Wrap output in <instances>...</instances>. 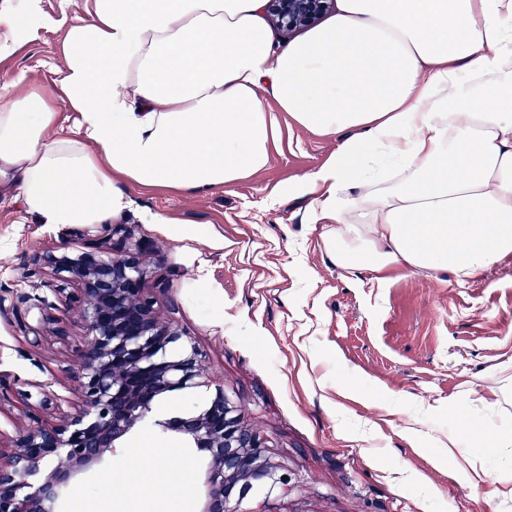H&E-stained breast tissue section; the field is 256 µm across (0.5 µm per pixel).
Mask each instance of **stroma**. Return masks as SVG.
I'll return each instance as SVG.
<instances>
[{
    "mask_svg": "<svg viewBox=\"0 0 512 512\" xmlns=\"http://www.w3.org/2000/svg\"><path fill=\"white\" fill-rule=\"evenodd\" d=\"M84 4L39 0L22 19L26 43L0 55V86L22 96L53 84ZM276 118L268 166L233 186L127 188L132 208L112 242L145 244L155 307L194 338L210 380L163 404L198 412L223 388L292 478L287 492L254 499L259 512H512L500 481L512 448L490 443L512 429V258L464 283L428 272L382 284L369 266L337 267L302 185L340 138ZM103 233L38 223L0 190L2 440L81 402L82 297L42 258L61 246L78 256ZM205 464L150 419L61 510L199 512Z\"/></svg>",
    "mask_w": 512,
    "mask_h": 512,
    "instance_id": "1",
    "label": "stroma"
}]
</instances>
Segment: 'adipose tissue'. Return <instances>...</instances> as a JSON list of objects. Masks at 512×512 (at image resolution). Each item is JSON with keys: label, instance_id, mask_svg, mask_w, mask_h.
<instances>
[{"label": "adipose tissue", "instance_id": "obj_1", "mask_svg": "<svg viewBox=\"0 0 512 512\" xmlns=\"http://www.w3.org/2000/svg\"><path fill=\"white\" fill-rule=\"evenodd\" d=\"M264 12L87 0L63 76L0 100V185L39 223L97 224L129 208L124 181L203 191L264 170L285 112L354 132L304 185L336 266L462 282L512 257V0H338L284 47Z\"/></svg>", "mask_w": 512, "mask_h": 512}]
</instances>
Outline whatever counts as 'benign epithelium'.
I'll return each mask as SVG.
<instances>
[{
  "instance_id": "1",
  "label": "benign epithelium",
  "mask_w": 512,
  "mask_h": 512,
  "mask_svg": "<svg viewBox=\"0 0 512 512\" xmlns=\"http://www.w3.org/2000/svg\"><path fill=\"white\" fill-rule=\"evenodd\" d=\"M335 0H266L274 25L292 32L313 26ZM82 287L85 335L74 379L81 404L55 425L17 432L0 449V512H60L77 478L105 466L167 393L202 385L204 370L191 337L157 317L144 295L147 270L140 246L109 253L102 242L76 258L49 256ZM208 459L199 512H250L244 504L259 484L264 495L288 490V475L265 454V440L245 426L217 390L207 407L158 422Z\"/></svg>"
}]
</instances>
